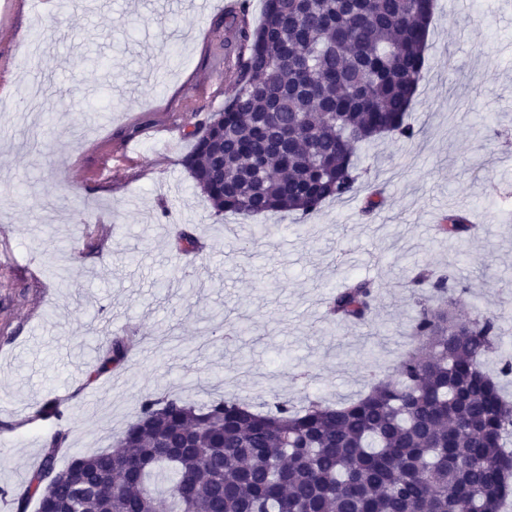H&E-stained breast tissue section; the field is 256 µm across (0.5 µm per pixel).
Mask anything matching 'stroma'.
I'll return each instance as SVG.
<instances>
[{"label": "stroma", "instance_id": "35a3bbf8", "mask_svg": "<svg viewBox=\"0 0 512 512\" xmlns=\"http://www.w3.org/2000/svg\"><path fill=\"white\" fill-rule=\"evenodd\" d=\"M240 4L258 25L264 0H53L36 19L0 0V486L37 468L50 401L63 467L109 448L152 392L357 398L413 343L424 268L465 285L456 313L501 315L512 346V0H435L416 137L363 149L360 193L305 220L215 215L181 164L185 104L202 119L218 105L200 88L235 93ZM451 214L476 235L441 236ZM183 226L200 253L175 255ZM356 279L374 284L371 316L336 322L326 300ZM120 330L125 361L88 381L86 350Z\"/></svg>", "mask_w": 512, "mask_h": 512}]
</instances>
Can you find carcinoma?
I'll return each mask as SVG.
<instances>
[{"instance_id": "cac0c4a2", "label": "carcinoma", "mask_w": 512, "mask_h": 512, "mask_svg": "<svg viewBox=\"0 0 512 512\" xmlns=\"http://www.w3.org/2000/svg\"><path fill=\"white\" fill-rule=\"evenodd\" d=\"M255 29L238 19L237 89L186 133L182 165L215 213L294 212L361 191L356 152L383 136H416L407 112L421 79L435 0H264ZM440 230L468 239L450 215ZM179 255L198 249L184 228ZM423 273L416 343L395 377L358 399L256 410L235 398L196 406L156 393L116 445L57 466L68 438L44 441L38 467L13 490L14 512H501L512 496V403L486 370L501 351L498 317L459 326L460 282ZM374 285L328 298L339 321L368 319ZM129 344L113 338L87 363L95 380Z\"/></svg>"}]
</instances>
